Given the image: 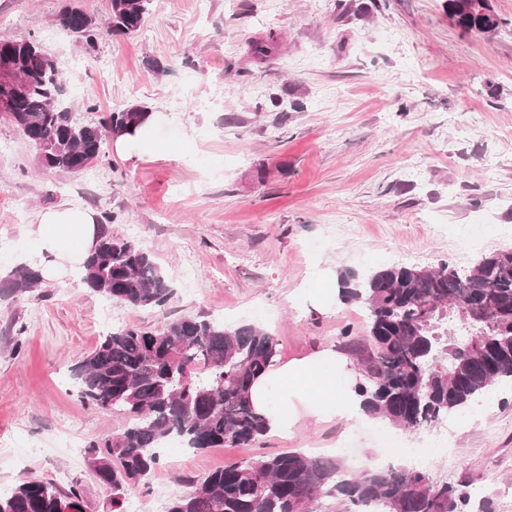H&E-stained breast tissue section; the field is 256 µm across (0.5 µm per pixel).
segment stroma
Masks as SVG:
<instances>
[{
  "label": "stroma",
  "instance_id": "obj_1",
  "mask_svg": "<svg viewBox=\"0 0 512 512\" xmlns=\"http://www.w3.org/2000/svg\"><path fill=\"white\" fill-rule=\"evenodd\" d=\"M495 36L464 34L445 0H153L144 27L95 47L55 42L58 15L78 7L106 26L110 0H0V40L32 38L57 64L78 118L96 123L142 105L159 115L157 152L107 139L83 175L40 172L0 119V278L35 249L39 211L77 204L112 214L113 235L148 251L173 285L160 307L133 308L78 278L0 294V490L27 478L69 481L85 512H112L71 441L120 430L117 413L87 407L70 369L101 336L185 315L253 323L285 364L367 333L362 305L343 303L339 276L392 265L458 267L512 249V0H491ZM278 48L255 59L254 42ZM496 86L499 98L489 97ZM301 102L293 110V102ZM349 224V236L328 235ZM193 266L196 281L180 274ZM426 428L452 440L431 475L479 485L493 512H512V387ZM411 435L367 418L305 420L250 447L192 451L176 442L134 491L145 512L224 466L287 451L340 459L350 471L384 460L382 437Z\"/></svg>",
  "mask_w": 512,
  "mask_h": 512
}]
</instances>
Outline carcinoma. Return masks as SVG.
Returning <instances> with one entry per match:
<instances>
[{
	"instance_id": "carcinoma-1",
	"label": "carcinoma",
	"mask_w": 512,
	"mask_h": 512,
	"mask_svg": "<svg viewBox=\"0 0 512 512\" xmlns=\"http://www.w3.org/2000/svg\"><path fill=\"white\" fill-rule=\"evenodd\" d=\"M108 33H137L152 0H110ZM462 33L493 36L501 19L481 0H446ZM58 21L93 46L94 19L69 8ZM26 76L25 92L4 115L35 151L40 168L78 174L101 156L109 137L133 136L152 113L143 106L114 112L98 123L75 117L63 98L55 63L32 39L0 41ZM40 281L30 265H17L0 290L21 295ZM83 282L109 300L145 308L164 304L172 285L142 247L102 228L85 262ZM341 298L362 304L369 318L363 338L344 330L358 357L354 389L364 412L412 434L473 403L494 385L512 383V249L485 255L470 267L392 265L362 278L341 279ZM458 321L467 334L453 335ZM278 355V341L255 324L226 326L184 316L155 329L129 326L100 338L71 372L82 402L129 417L121 430L85 446L89 467L112 487L113 510L126 492L162 465V449L176 439L203 451L226 443L247 446L266 434L250 388ZM191 490L170 500L166 512H313L325 498L379 512H464L468 486L437 481L425 469L389 467L346 473L339 460L285 452L232 464L189 481ZM0 512H84L78 483L62 488L25 479L0 494Z\"/></svg>"
}]
</instances>
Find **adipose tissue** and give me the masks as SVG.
Masks as SVG:
<instances>
[{"mask_svg":"<svg viewBox=\"0 0 512 512\" xmlns=\"http://www.w3.org/2000/svg\"><path fill=\"white\" fill-rule=\"evenodd\" d=\"M99 231L94 213L86 208L69 205L41 210L32 261L48 280L79 270ZM348 364L345 356L328 349L271 366L254 382L250 399L273 433L290 430L305 418L360 419V397L355 391L336 389V373Z\"/></svg>","mask_w":512,"mask_h":512,"instance_id":"ef3b65f1","label":"adipose tissue"}]
</instances>
